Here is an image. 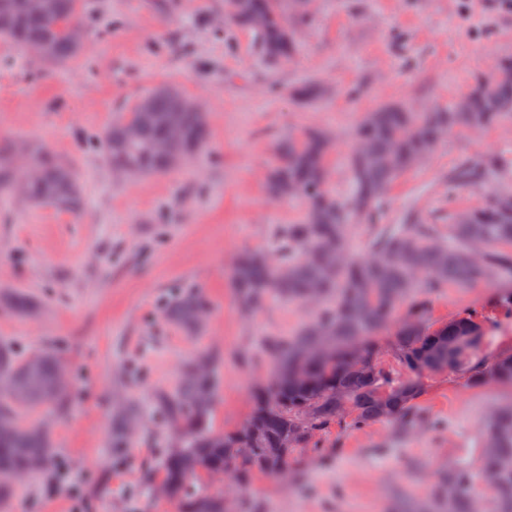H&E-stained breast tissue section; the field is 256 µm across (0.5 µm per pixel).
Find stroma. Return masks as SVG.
Wrapping results in <instances>:
<instances>
[{"mask_svg": "<svg viewBox=\"0 0 512 512\" xmlns=\"http://www.w3.org/2000/svg\"><path fill=\"white\" fill-rule=\"evenodd\" d=\"M85 42L71 64L49 66L0 40V143L43 146L75 166L79 214L0 199V297L25 292L35 308L0 310V340L28 355L51 348L67 370L70 406L47 425L56 460L16 482L9 512H171L143 493L166 450L155 396L172 390L194 350L222 355L213 408L216 428L241 426L253 395L273 375L271 341L287 340L311 311L270 299L241 309L228 275L238 253L278 250L277 235L302 206L276 202L264 182L275 148L308 129L335 150L331 185L351 190L343 158L366 112L385 103L446 108L512 58V12L499 0H311L298 23L291 62L276 63L253 35L224 23V0H89ZM317 79L310 100L293 90ZM201 103L208 147L174 173L129 177L113 171L95 144L102 132L157 85ZM512 166V122L449 135L399 178L380 223L408 214L444 224L479 205L480 190L449 189L468 160ZM504 283L431 291L425 324L435 330L476 311L491 353L512 352V321L495 303ZM201 289L210 312L198 335L167 323L164 305ZM136 401L129 447L110 445L112 422ZM512 401V383L470 384L460 372L426 375L408 433L344 419L317 448L288 456V475L257 476L250 487L211 482L234 512H421L451 457L474 452L486 416Z\"/></svg>", "mask_w": 512, "mask_h": 512, "instance_id": "1", "label": "stroma"}]
</instances>
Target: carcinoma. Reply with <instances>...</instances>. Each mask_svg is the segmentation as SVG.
<instances>
[{"instance_id": "obj_1", "label": "carcinoma", "mask_w": 512, "mask_h": 512, "mask_svg": "<svg viewBox=\"0 0 512 512\" xmlns=\"http://www.w3.org/2000/svg\"><path fill=\"white\" fill-rule=\"evenodd\" d=\"M251 13L263 19L256 27L229 17L237 27L254 33L262 52L275 61L290 60L296 49L288 10L303 13L300 0H251ZM85 0H52L47 14L34 13L27 0H0V38L19 49L42 45L45 62L76 61L82 47L69 36L83 23ZM463 103L446 110L419 112L404 105H383L366 113L355 147L347 157L353 192L342 198L330 187V139L318 132L279 143L269 169L266 189L276 199L302 203L300 222L281 232L278 254L251 250L233 260L230 279L244 310L255 312L276 296L284 301L314 303L315 314L288 341L276 346L278 368L269 387L255 395L247 422L230 431L213 429L210 411L215 395L213 369L217 352L202 350L189 359L177 386L158 395L168 431L181 435V446L157 464L158 483L167 488L174 512H230L209 480L224 475L227 448H246L250 462L235 477L247 487L266 464L284 449L288 438L296 448H318L317 437L351 409L354 424L388 422L405 430L418 419L416 400L423 390L424 368L460 370L480 385L490 376L512 381V354L488 353L490 337L478 314L466 311L436 331L423 318L424 292L454 283L470 287L479 277H512V191L491 182L501 174L496 160L469 162L448 177L461 187L486 186L482 204L456 214L441 229L421 224L377 223L388 186L431 154L448 134L479 131L512 122V60L465 94ZM178 88H154L102 134L101 147L112 168L134 176H163L179 166L158 146L171 126L181 131L183 159L207 146L209 128L187 105ZM28 161L39 176L28 181L25 200L76 214L82 206L81 185L72 163L32 146ZM15 157L0 148V197L14 194ZM354 224H365L372 235L363 255L349 248ZM3 305L18 314L32 310L29 298L15 292ZM389 343L394 365L378 364L380 347L373 331L402 308ZM208 304L196 291L184 292L165 306L168 322L193 335ZM61 372L52 350L24 355L0 341V377L12 387L0 392V508L7 507L12 483L28 475L30 465L50 467L53 440L23 414L35 409L63 411L67 390L57 385ZM130 403L115 420L112 447L126 448V421L135 415ZM479 454L456 456L448 464L447 485L435 490L442 504L436 512H512V405H504L483 422ZM490 484L478 495L474 485Z\"/></svg>"}]
</instances>
